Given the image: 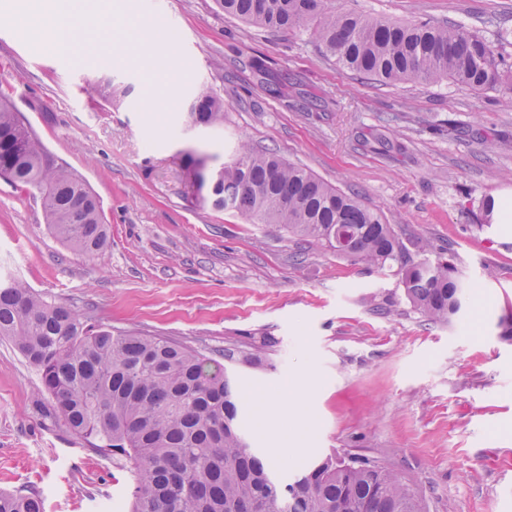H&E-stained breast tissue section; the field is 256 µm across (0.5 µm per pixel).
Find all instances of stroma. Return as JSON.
<instances>
[{
    "instance_id": "obj_1",
    "label": "stroma",
    "mask_w": 512,
    "mask_h": 512,
    "mask_svg": "<svg viewBox=\"0 0 512 512\" xmlns=\"http://www.w3.org/2000/svg\"><path fill=\"white\" fill-rule=\"evenodd\" d=\"M401 21L512 27V0H338ZM191 68L162 129L145 77L109 62L111 42L76 27L81 53L50 52L0 19V95L100 200L111 245L74 254L36 199L0 179V273L115 331L181 341L207 357L230 347L242 393L313 374L310 430L293 461L327 454L379 461L425 512H512V341L492 317L512 308V223L479 230L484 198L512 190V89L451 81L385 85L342 71L311 38L271 34L217 0H136ZM266 60L269 95L248 66ZM130 87L105 103L101 77ZM201 91L224 98V125L187 130ZM460 129L448 139V121ZM268 148L380 209L418 257L451 247L471 285L464 323H429L395 269L368 270L317 243L198 205L183 152L220 165L238 142ZM0 489L34 491L44 512H129L132 479L56 417L38 370L0 338Z\"/></svg>"
}]
</instances>
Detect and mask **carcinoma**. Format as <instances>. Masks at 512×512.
<instances>
[{
    "mask_svg": "<svg viewBox=\"0 0 512 512\" xmlns=\"http://www.w3.org/2000/svg\"><path fill=\"white\" fill-rule=\"evenodd\" d=\"M224 13L268 32L306 31L347 72L384 84L444 79L474 92L505 82L506 64L479 30L431 19L401 22L344 11L335 0H217ZM190 127L224 125V99L195 96ZM195 199L251 224H277L356 265L398 264L409 302L427 320L464 314L469 282L417 242L411 260L382 213L266 148L240 142L210 168L182 154ZM0 177L40 201L44 223L73 253L94 257L110 245L97 197L59 162L31 124L0 101ZM512 341V310L494 320ZM0 337L40 372L54 412L74 434L110 450L134 481L131 512H424L419 496L376 460L327 456L290 483L250 447L228 365L167 336L96 327L76 310L47 301L17 280L0 279ZM0 512H43L36 493L0 492Z\"/></svg>",
    "mask_w": 512,
    "mask_h": 512,
    "instance_id": "cac0c4a2",
    "label": "carcinoma"
}]
</instances>
